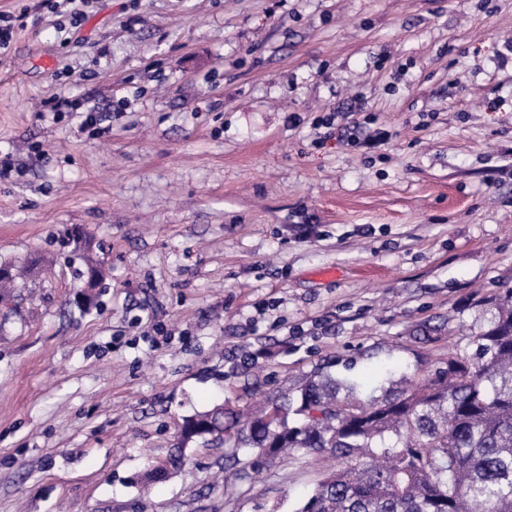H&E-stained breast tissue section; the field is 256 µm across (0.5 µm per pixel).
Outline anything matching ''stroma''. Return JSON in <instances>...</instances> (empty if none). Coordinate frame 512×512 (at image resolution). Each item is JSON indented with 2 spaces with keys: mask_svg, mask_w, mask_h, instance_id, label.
I'll return each instance as SVG.
<instances>
[{
  "mask_svg": "<svg viewBox=\"0 0 512 512\" xmlns=\"http://www.w3.org/2000/svg\"><path fill=\"white\" fill-rule=\"evenodd\" d=\"M70 10L0 0V262L44 258L0 306V512H297L336 459L242 482L192 444L140 476L214 403L319 370L365 400L474 352L512 287V0Z\"/></svg>",
  "mask_w": 512,
  "mask_h": 512,
  "instance_id": "1",
  "label": "stroma"
}]
</instances>
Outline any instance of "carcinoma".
Here are the masks:
<instances>
[{
    "label": "carcinoma",
    "instance_id": "cac0c4a2",
    "mask_svg": "<svg viewBox=\"0 0 512 512\" xmlns=\"http://www.w3.org/2000/svg\"><path fill=\"white\" fill-rule=\"evenodd\" d=\"M86 281L102 284L91 248ZM0 303L32 265L0 262ZM487 326L475 352L456 354L434 374L403 379L388 394L362 401L330 374L273 400L237 427L224 406L184 420L180 446L143 475L166 478L190 442L222 441L286 463L328 455L341 467L307 495L299 512H512V288L488 300Z\"/></svg>",
    "mask_w": 512,
    "mask_h": 512
}]
</instances>
